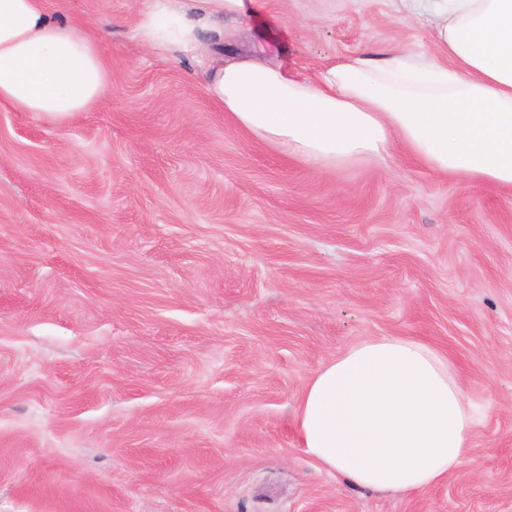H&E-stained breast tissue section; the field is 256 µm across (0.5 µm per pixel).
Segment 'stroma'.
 Segmentation results:
<instances>
[{
  "mask_svg": "<svg viewBox=\"0 0 512 512\" xmlns=\"http://www.w3.org/2000/svg\"><path fill=\"white\" fill-rule=\"evenodd\" d=\"M93 37L100 97L0 106V512H512V190L400 152L314 171L235 128L203 51L158 55L138 0H44ZM310 73L429 55L401 0H267L241 27ZM415 336L478 409L444 482L329 476L295 426L353 343Z\"/></svg>",
  "mask_w": 512,
  "mask_h": 512,
  "instance_id": "1",
  "label": "stroma"
}]
</instances>
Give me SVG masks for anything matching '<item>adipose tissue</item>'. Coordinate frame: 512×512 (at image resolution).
Segmentation results:
<instances>
[{
    "label": "adipose tissue",
    "mask_w": 512,
    "mask_h": 512,
    "mask_svg": "<svg viewBox=\"0 0 512 512\" xmlns=\"http://www.w3.org/2000/svg\"><path fill=\"white\" fill-rule=\"evenodd\" d=\"M435 51L361 54L304 76L265 49L234 47L257 0H141L137 38L157 53L199 50L224 19L229 47L206 72L234 125L311 168L401 147L416 163L512 188V0H417ZM94 39L42 0H0V106L63 117L103 93ZM476 412L447 352L413 336L357 342L303 389L296 426L331 476L382 495L413 494L460 467Z\"/></svg>",
    "instance_id": "1"
}]
</instances>
